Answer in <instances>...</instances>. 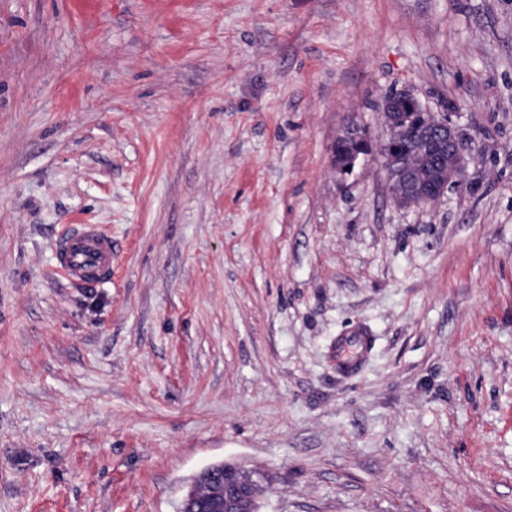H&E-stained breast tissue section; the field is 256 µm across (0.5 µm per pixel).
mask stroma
<instances>
[{
    "label": "stroma",
    "mask_w": 512,
    "mask_h": 512,
    "mask_svg": "<svg viewBox=\"0 0 512 512\" xmlns=\"http://www.w3.org/2000/svg\"><path fill=\"white\" fill-rule=\"evenodd\" d=\"M395 90L468 158L420 208ZM222 461L260 512H512V0H0V512H179ZM395 99L414 100L419 112L410 101H399L390 112H382L386 148L381 154V163L387 173L391 198L396 205L403 207L434 202L457 185L467 163L458 131L448 121L447 113L432 112L412 92H395L385 105L391 108ZM396 112H400L399 117L411 127L421 121L420 112L427 114L421 123L418 141L427 154L447 158L446 167L437 173L434 181L423 179L415 155H406L396 148L407 135L405 124L394 116ZM368 139L365 131L352 125L338 137L332 148L333 163L337 171L347 173L354 168L361 156L368 154L366 149ZM350 167V170H346ZM55 269L80 286L112 275V237L91 224L75 225L57 239ZM368 343V336L362 335L339 339L336 342V364L338 367L345 372L354 369L361 359L362 349H366Z\"/></svg>",
    "instance_id": "stroma-1"
}]
</instances>
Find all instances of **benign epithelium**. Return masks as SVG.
Returning <instances> with one entry per match:
<instances>
[{
  "label": "benign epithelium",
  "mask_w": 512,
  "mask_h": 512,
  "mask_svg": "<svg viewBox=\"0 0 512 512\" xmlns=\"http://www.w3.org/2000/svg\"><path fill=\"white\" fill-rule=\"evenodd\" d=\"M413 100L419 111L427 114L421 123L419 143L428 154L447 159L433 181L423 179L416 156L399 152L396 145L407 135V127L392 112H384L385 150L381 163L389 182V191L398 206L427 204L438 200L448 189L457 185L467 163L456 127L448 121L444 112H434L415 94L395 92L386 101ZM368 139L365 131L357 126L347 128L332 148L333 163L337 171L344 173L354 167L360 157L367 155ZM257 484L242 466L221 463L202 470L187 491L180 512H259Z\"/></svg>",
  "instance_id": "benign-epithelium-1"
}]
</instances>
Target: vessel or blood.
I'll return each mask as SVG.
<instances>
[{"mask_svg": "<svg viewBox=\"0 0 512 512\" xmlns=\"http://www.w3.org/2000/svg\"><path fill=\"white\" fill-rule=\"evenodd\" d=\"M55 268L72 283L93 286L112 274V238L91 224H79L57 239ZM368 337L358 335L339 339L336 363L343 371H351L368 344Z\"/></svg>", "mask_w": 512, "mask_h": 512, "instance_id": "obj_1", "label": "vessel or blood"}]
</instances>
